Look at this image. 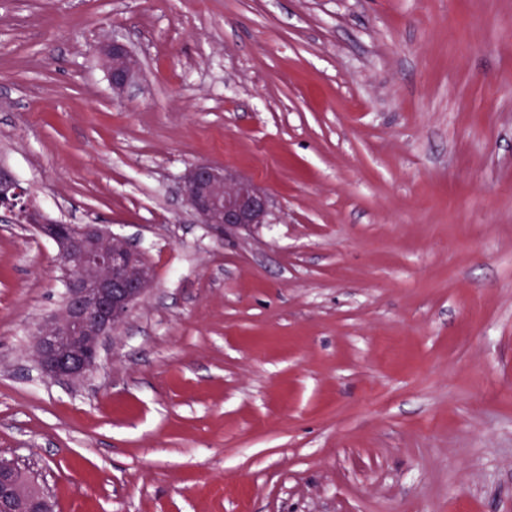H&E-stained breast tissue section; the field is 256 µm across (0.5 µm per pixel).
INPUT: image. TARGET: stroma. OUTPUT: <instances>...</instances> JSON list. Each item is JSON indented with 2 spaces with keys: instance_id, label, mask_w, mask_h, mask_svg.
Segmentation results:
<instances>
[{
  "instance_id": "1",
  "label": "stroma",
  "mask_w": 512,
  "mask_h": 512,
  "mask_svg": "<svg viewBox=\"0 0 512 512\" xmlns=\"http://www.w3.org/2000/svg\"><path fill=\"white\" fill-rule=\"evenodd\" d=\"M200 161L267 223L199 224ZM0 164L153 274L46 378L57 246L0 223V454L56 512H512V0H0ZM100 58L110 76L113 95H123L137 73L138 62L134 54L125 44L112 39V44L102 48Z\"/></svg>"
}]
</instances>
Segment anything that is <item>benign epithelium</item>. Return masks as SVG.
<instances>
[{"mask_svg":"<svg viewBox=\"0 0 512 512\" xmlns=\"http://www.w3.org/2000/svg\"><path fill=\"white\" fill-rule=\"evenodd\" d=\"M112 93L123 95L138 62L123 43L112 40L100 53ZM187 206L199 223L223 232L263 224L273 202L253 181L222 164L199 162L183 175ZM21 189L12 171L0 166V221L17 223ZM27 223L58 245L57 263L70 277L59 314L41 324L33 351L41 373L80 382L98 366L103 342L149 290L151 268L124 239L104 224H56L29 211ZM0 512H53L51 495L15 461L0 456Z\"/></svg>","mask_w":512,"mask_h":512,"instance_id":"obj_1","label":"benign epithelium"}]
</instances>
